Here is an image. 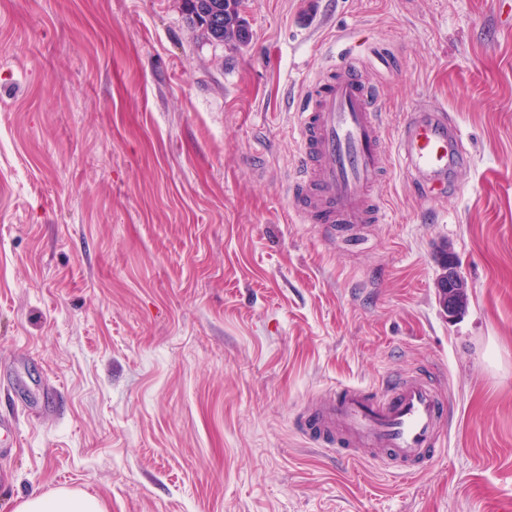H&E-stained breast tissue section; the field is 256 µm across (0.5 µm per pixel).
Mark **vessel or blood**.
Instances as JSON below:
<instances>
[{
	"mask_svg": "<svg viewBox=\"0 0 512 512\" xmlns=\"http://www.w3.org/2000/svg\"><path fill=\"white\" fill-rule=\"evenodd\" d=\"M355 59L346 47L313 74L292 127L299 162L291 211L298 223L320 225L325 240L385 223V153L394 152L412 186L436 203L458 188L470 162L457 126L432 99L408 106L394 144H386L382 109ZM450 412V400L420 379L375 391L344 384L317 401L303 433L317 445L347 449L351 460L378 451L407 478L441 442Z\"/></svg>",
	"mask_w": 512,
	"mask_h": 512,
	"instance_id": "1",
	"label": "vessel or blood"
}]
</instances>
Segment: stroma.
<instances>
[{
    "label": "stroma",
    "mask_w": 512,
    "mask_h": 512,
    "mask_svg": "<svg viewBox=\"0 0 512 512\" xmlns=\"http://www.w3.org/2000/svg\"><path fill=\"white\" fill-rule=\"evenodd\" d=\"M238 50L182 0H0V512H512V0H244ZM364 44L394 139L445 105L471 152L431 204L393 156L387 223L288 221L293 109ZM468 283L439 302L438 256ZM426 379L420 476L298 428L340 384ZM13 512H103L98 500L79 490L60 489L53 494L31 496Z\"/></svg>",
    "instance_id": "obj_1"
}]
</instances>
